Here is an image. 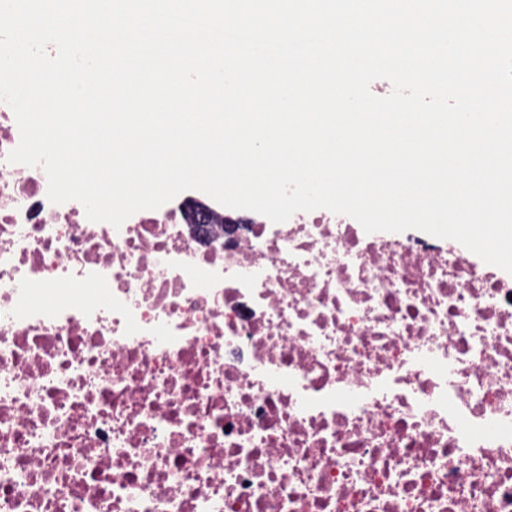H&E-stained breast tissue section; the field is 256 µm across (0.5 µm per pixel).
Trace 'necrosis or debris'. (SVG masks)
I'll list each match as a JSON object with an SVG mask.
<instances>
[{
  "label": "necrosis or debris",
  "instance_id": "necrosis-or-debris-1",
  "mask_svg": "<svg viewBox=\"0 0 512 512\" xmlns=\"http://www.w3.org/2000/svg\"><path fill=\"white\" fill-rule=\"evenodd\" d=\"M0 101V512H512V276L314 210L51 203ZM224 236L225 238L239 237L249 230L251 220H261L263 215L257 212L241 209H232L224 206ZM239 217V218H237ZM242 218L247 222L244 224Z\"/></svg>",
  "mask_w": 512,
  "mask_h": 512
}]
</instances>
